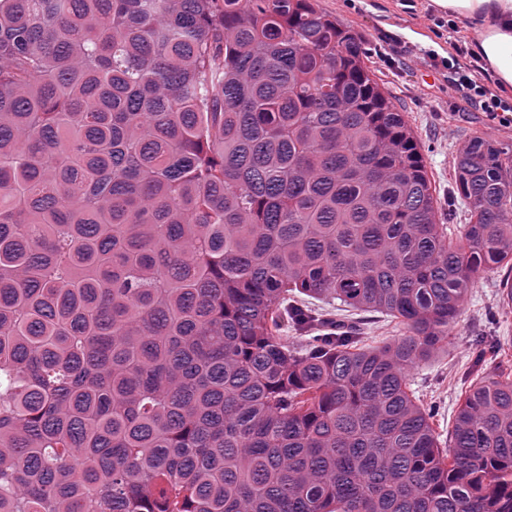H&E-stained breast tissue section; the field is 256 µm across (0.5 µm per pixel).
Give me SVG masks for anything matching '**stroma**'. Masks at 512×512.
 <instances>
[{
    "instance_id": "obj_1",
    "label": "stroma",
    "mask_w": 512,
    "mask_h": 512,
    "mask_svg": "<svg viewBox=\"0 0 512 512\" xmlns=\"http://www.w3.org/2000/svg\"><path fill=\"white\" fill-rule=\"evenodd\" d=\"M320 8L360 33L370 50L380 83L423 145L428 174L440 209L448 207L453 160L474 135L512 144V124L501 125L467 101L455 68L475 77L512 101L483 58L472 51L478 38L474 22L450 19L432 0H318ZM499 278L488 274L471 289L443 352L414 369L410 384L416 396L435 403V428L449 440L465 372L479 340L499 339L512 355V305L502 304Z\"/></svg>"
}]
</instances>
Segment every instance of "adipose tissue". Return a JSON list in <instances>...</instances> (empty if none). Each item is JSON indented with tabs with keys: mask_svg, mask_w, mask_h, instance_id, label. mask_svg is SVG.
I'll return each instance as SVG.
<instances>
[{
	"mask_svg": "<svg viewBox=\"0 0 512 512\" xmlns=\"http://www.w3.org/2000/svg\"><path fill=\"white\" fill-rule=\"evenodd\" d=\"M449 14L474 19L489 18L476 52L489 63L502 86H512V0H433Z\"/></svg>",
	"mask_w": 512,
	"mask_h": 512,
	"instance_id": "ef3b65f1",
	"label": "adipose tissue"
}]
</instances>
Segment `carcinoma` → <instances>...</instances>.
Returning a JSON list of instances; mask_svg holds the SVG:
<instances>
[{"instance_id":"cac0c4a2","label":"carcinoma","mask_w":512,"mask_h":512,"mask_svg":"<svg viewBox=\"0 0 512 512\" xmlns=\"http://www.w3.org/2000/svg\"><path fill=\"white\" fill-rule=\"evenodd\" d=\"M453 168L454 238L315 0H0V512H512L505 351L448 445L409 386L512 304V146Z\"/></svg>"}]
</instances>
